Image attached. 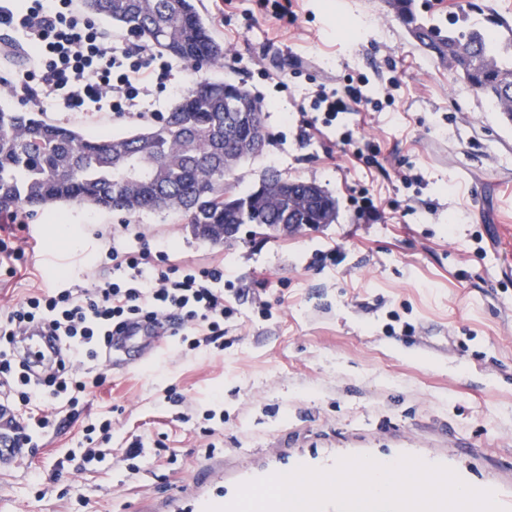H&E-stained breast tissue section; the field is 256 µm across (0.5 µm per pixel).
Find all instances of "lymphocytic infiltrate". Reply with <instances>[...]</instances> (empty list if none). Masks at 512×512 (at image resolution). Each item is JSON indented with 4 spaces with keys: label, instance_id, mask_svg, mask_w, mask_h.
Masks as SVG:
<instances>
[{
    "label": "lymphocytic infiltrate",
    "instance_id": "obj_1",
    "mask_svg": "<svg viewBox=\"0 0 512 512\" xmlns=\"http://www.w3.org/2000/svg\"><path fill=\"white\" fill-rule=\"evenodd\" d=\"M0 25L22 30L30 48L27 67L16 72L14 85L30 89L39 81L61 97L72 112L109 109L117 116L139 115V105L153 88L165 85L171 66L157 63L148 47L118 49L73 0H0ZM369 100L361 85L319 86L315 110L331 124L342 112H357ZM107 245L106 257L116 279L80 282L74 278L0 307V398L15 412L22 442L49 426L40 408L47 399L76 408L102 386L103 346L127 321L144 318L170 327L197 350L222 340L224 321L234 310L224 296L223 270L170 262L165 251L147 246L123 247L114 230H96ZM41 324L59 344L56 368L42 377L15 351L20 331Z\"/></svg>",
    "mask_w": 512,
    "mask_h": 512
}]
</instances>
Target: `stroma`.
Instances as JSON below:
<instances>
[{
  "label": "stroma",
  "instance_id": "1",
  "mask_svg": "<svg viewBox=\"0 0 512 512\" xmlns=\"http://www.w3.org/2000/svg\"><path fill=\"white\" fill-rule=\"evenodd\" d=\"M223 67L173 61L165 90L141 111L168 114L196 80L229 79L262 97L267 145L237 167L233 196L266 169L313 182L336 220L270 234L242 225L213 245L175 213L54 205L0 214L26 225L32 279L0 282L17 302L79 266L114 271L94 232L128 225L176 263L223 268L234 308L224 346L184 351L175 336L124 369L76 411L57 409L38 446L0 465V512H205L247 478L294 463L355 455L443 460L496 488L512 512V125L447 65L419 49L388 0H196ZM25 53L0 57V107L37 110L84 133L132 132L138 118L70 112L42 86L11 91ZM284 76L286 87L276 85ZM366 78L372 104L332 125L310 106L320 85ZM369 145L377 166L352 156ZM418 175L401 183L397 170ZM368 189L380 220L352 205ZM270 317H261L256 301ZM185 396L167 403L166 389ZM112 422L103 462L59 469L82 454L85 427ZM143 451L127 459L131 443Z\"/></svg>",
  "mask_w": 512,
  "mask_h": 512
}]
</instances>
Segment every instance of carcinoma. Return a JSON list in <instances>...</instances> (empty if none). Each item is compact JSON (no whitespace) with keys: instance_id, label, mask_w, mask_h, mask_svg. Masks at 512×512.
<instances>
[{"instance_id":"cac0c4a2","label":"carcinoma","mask_w":512,"mask_h":512,"mask_svg":"<svg viewBox=\"0 0 512 512\" xmlns=\"http://www.w3.org/2000/svg\"><path fill=\"white\" fill-rule=\"evenodd\" d=\"M414 0H392L420 48L443 63L492 107L512 115V27L470 16L448 22V29L419 21ZM90 13L105 15L164 53L193 64L224 61L226 48L215 41L193 0H83ZM242 85L198 81L159 122L117 137H86L75 126L51 122L38 112L0 107V210L29 212L57 204L88 205L139 213L173 211L193 235L212 244L224 242V225L286 222L298 231L336 220V200L320 187L288 181L268 171L247 194L250 211L242 215L234 200L224 199L232 170L224 157L226 102L248 96ZM143 153L153 175L126 179L122 162ZM292 216L283 219L285 212Z\"/></svg>"}]
</instances>
